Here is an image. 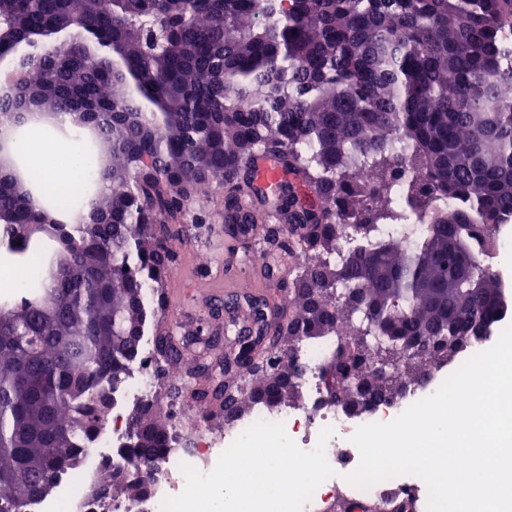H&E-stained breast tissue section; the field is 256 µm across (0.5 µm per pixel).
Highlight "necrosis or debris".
Masks as SVG:
<instances>
[{"label":"necrosis or debris","mask_w":512,"mask_h":512,"mask_svg":"<svg viewBox=\"0 0 512 512\" xmlns=\"http://www.w3.org/2000/svg\"><path fill=\"white\" fill-rule=\"evenodd\" d=\"M332 342L326 341L316 346L303 345L297 351V363L301 368L298 383L304 389L306 400L303 404L278 407L254 406L250 412L228 422L223 435L209 436L194 434L179 429V451L166 455L160 463V474L153 480L150 493L142 498L112 501L84 499L82 512H160L162 500L180 494L185 479L179 470L186 463L197 469L210 471L221 450L226 449L247 427L264 420L282 423L286 433L300 449L311 451L315 448L320 431L333 427L334 434L328 440L325 455L335 474L322 483L303 508V512H322L323 507L335 497L342 495L345 501L368 502L395 499L413 501L418 512H427V489L424 482L413 475H399L381 480L369 489L356 487L348 482L347 476L359 464L360 454L351 437L363 425L395 419L418 400L434 393L441 385L440 379L432 378L423 384L411 387L400 401H375L366 412L355 414L331 404L327 400L321 383L318 368L333 351ZM152 345L143 341L138 374L116 397L105 413L112 422L111 431L101 435L90 445L82 456L79 469L67 470L60 474L59 489H73L86 483L97 481L101 474L100 465L105 459L114 463H124L120 450L126 441L124 411L128 404L148 399L154 380L151 369Z\"/></svg>","instance_id":"necrosis-or-debris-1"}]
</instances>
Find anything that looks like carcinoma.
Listing matches in <instances>:
<instances>
[{"label":"carcinoma","instance_id":"carcinoma-1","mask_svg":"<svg viewBox=\"0 0 512 512\" xmlns=\"http://www.w3.org/2000/svg\"><path fill=\"white\" fill-rule=\"evenodd\" d=\"M0 25V57L32 48L0 125L84 112L104 146L99 189L53 199L99 224L49 222L0 171V249L51 264L40 287L0 305V512H28L81 462L159 321L169 242L215 183L251 224L268 205L281 212L288 250L307 256L288 274L287 335L257 300L259 335L236 336L244 359L277 336L266 370L234 377L198 358L188 369L195 402L226 418L270 395L293 401L298 385L269 378L297 368L298 345L328 339L324 388L346 407L390 401L376 360L421 380L419 343L435 358L448 342L460 350L504 309L474 230L512 220V0H0ZM258 152L300 175L313 204L290 181L258 186ZM346 224L361 232L342 255ZM41 230L51 259L31 247ZM64 258L73 265L55 272ZM152 341L156 373L185 364L177 329ZM173 428L140 403L125 456L162 458ZM112 471L91 498L149 493L146 480L113 486Z\"/></svg>","mask_w":512,"mask_h":512}]
</instances>
